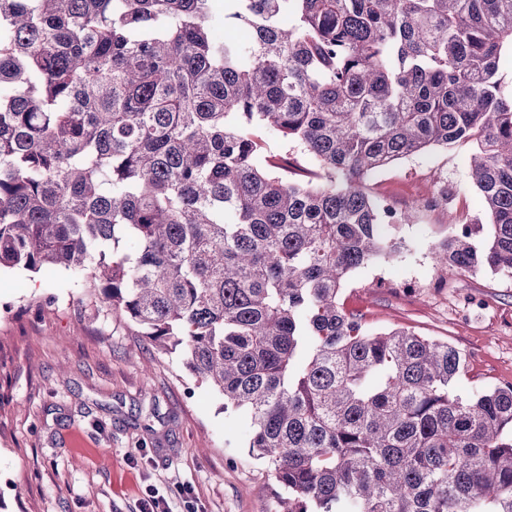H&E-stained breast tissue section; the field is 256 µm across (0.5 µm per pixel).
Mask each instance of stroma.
<instances>
[{"label":"stroma","instance_id":"stroma-1","mask_svg":"<svg viewBox=\"0 0 512 512\" xmlns=\"http://www.w3.org/2000/svg\"><path fill=\"white\" fill-rule=\"evenodd\" d=\"M471 147L401 159L367 182L410 223L391 231L397 256L358 269L340 300L375 329L405 327L456 346L460 383H512V277L448 275L432 248L450 221L488 234L468 176ZM447 204L428 208L433 187ZM67 271H0V512H271L270 467L248 448L249 419L160 353L106 307L82 303Z\"/></svg>","mask_w":512,"mask_h":512}]
</instances>
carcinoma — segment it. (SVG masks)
<instances>
[{"mask_svg":"<svg viewBox=\"0 0 512 512\" xmlns=\"http://www.w3.org/2000/svg\"><path fill=\"white\" fill-rule=\"evenodd\" d=\"M507 52L512 0H0V267L86 270L182 347L249 415L274 512H512V385L462 391L456 347L338 303L398 252L366 181L439 147L474 148L490 229L435 265L512 276ZM265 144V148L269 154L285 155L288 150V158L290 162H297L301 166H308L307 159L302 153L301 148L293 143L285 142V140L275 131L263 130L260 132Z\"/></svg>","mask_w":512,"mask_h":512,"instance_id":"1","label":"carcinoma"}]
</instances>
